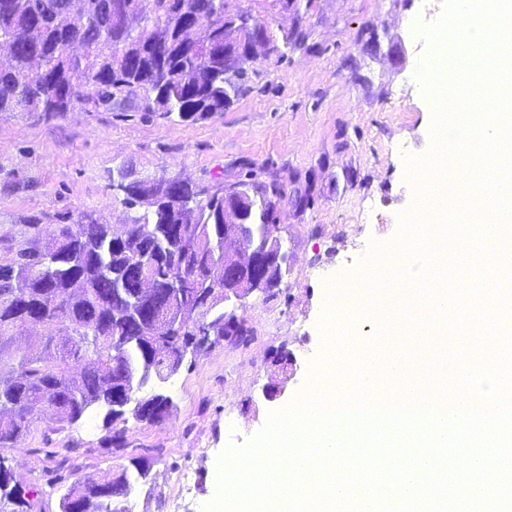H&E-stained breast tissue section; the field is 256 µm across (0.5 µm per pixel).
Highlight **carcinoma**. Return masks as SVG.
I'll return each mask as SVG.
<instances>
[{
	"label": "carcinoma",
	"instance_id": "carcinoma-1",
	"mask_svg": "<svg viewBox=\"0 0 512 512\" xmlns=\"http://www.w3.org/2000/svg\"><path fill=\"white\" fill-rule=\"evenodd\" d=\"M71 0H0V112L32 117L60 116L76 105L126 112L142 111L180 122L205 119L228 107L250 81L246 48L224 35V18L251 20L269 44L266 24L246 11L230 13L226 0H85L84 15L69 24ZM116 185L122 203L153 205L120 230L92 215L76 224H57L46 238L0 254V364L17 375H0V448H9L28 430L31 411L51 408L60 422L77 427L89 416L122 440L118 425L132 418L155 424L174 410L167 391L187 358L204 342L178 329L163 338L143 336L124 318L150 271L167 287V267L185 263L192 288L184 301L208 313L211 334L224 337V307L206 304V289L217 246L222 244L224 206L251 214L256 235L272 234L277 214L269 195L275 185L243 181L224 190L171 179L168 188L149 178L121 172ZM196 213V225L182 235L168 233L180 223L182 208ZM29 317L54 323L53 340L41 343L46 355L12 347L8 337ZM144 395L130 400L129 387ZM135 480L122 472L89 477L59 499L60 512H116L124 507ZM35 492L13 484L0 461V512H32Z\"/></svg>",
	"mask_w": 512,
	"mask_h": 512
}]
</instances>
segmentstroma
I'll list each match as a JSON object with an SVG mask.
<instances>
[{"mask_svg": "<svg viewBox=\"0 0 512 512\" xmlns=\"http://www.w3.org/2000/svg\"><path fill=\"white\" fill-rule=\"evenodd\" d=\"M266 20L274 39L299 30L285 55L258 53L251 81L224 111L173 122L140 110L76 108L38 119L0 113V251L86 214L119 224L132 213L112 191L120 167L156 180L180 178L216 188L247 180L279 185L275 231L290 272L276 294L236 308L248 341L213 343L170 385L176 408L161 423L128 421L123 442L108 443L88 421L62 429L52 410L35 415L0 458L37 495L34 512H59V495L77 478L146 462L130 512H202L210 502L219 454L244 444L271 411L306 385L323 337L320 319L331 285L367 263L376 246L398 238L417 200L404 154L431 142L429 99L414 79L426 42L408 19L421 0H228ZM283 385L276 399L266 386ZM193 468L180 494L175 472Z\"/></svg>", "mask_w": 512, "mask_h": 512, "instance_id": "35a3bbf8", "label": "stroma"}]
</instances>
